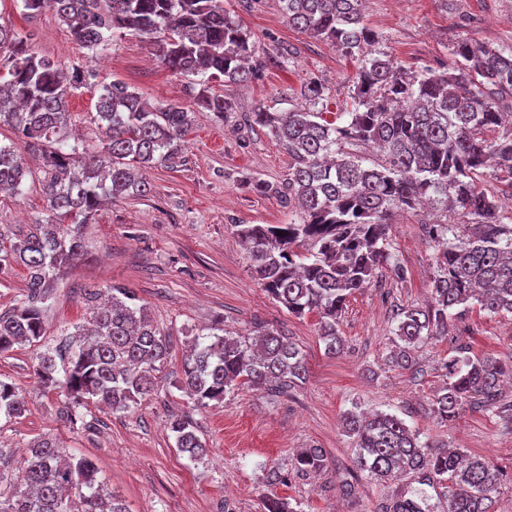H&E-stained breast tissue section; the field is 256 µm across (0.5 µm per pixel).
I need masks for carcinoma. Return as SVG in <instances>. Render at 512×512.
Here are the masks:
<instances>
[{
    "label": "carcinoma",
    "mask_w": 512,
    "mask_h": 512,
    "mask_svg": "<svg viewBox=\"0 0 512 512\" xmlns=\"http://www.w3.org/2000/svg\"><path fill=\"white\" fill-rule=\"evenodd\" d=\"M363 0H280L288 25L327 42L355 59L350 106L332 114L320 104L325 87L307 81L301 96L308 108L252 114L286 150L291 164L283 184L249 181L295 208L289 224H235L258 283L288 313L319 317L321 336L335 353L337 325L348 297L387 269L398 279L407 270L393 260L389 217L429 201L456 210L469 224H428L436 249L431 300L399 313L396 336L403 345L391 354L404 369L423 339L448 335V322L463 318L472 303L491 314L512 313V224L505 223L499 197L481 179L512 180V131L496 140L484 131L502 123L500 108L512 106V46L454 43V61L412 72L374 50L381 34L364 22ZM59 21L73 39L95 52L115 32L126 30L147 42L168 71L191 80L192 103L170 101L151 107L119 81L101 83L96 120L105 142L93 148L70 145L67 98L84 79L35 52L28 41L0 24V124L17 141L0 144V192L19 195L32 175L27 156L42 161L45 216L22 228L0 224V270L26 271V292L0 312V354L44 334L45 302L68 266L88 256L84 224L108 201L148 191L146 171L178 169L186 161V136L193 107L219 116L231 102L212 92L220 79L257 78L267 58L258 56L251 34L224 10V0H53ZM376 144L384 152L369 161L353 151ZM107 301L87 291L90 317L69 347V366L56 377L55 359L36 356V378L64 392L60 418L76 424L78 409L91 403L124 412L149 395L155 373L170 355L169 341L148 308L129 288L109 285ZM512 377V360L464 356L453 361L437 394L433 413L457 419L465 406H488L500 398L502 378ZM307 381L301 351L269 329L252 336L224 335L218 321L195 337L184 358L177 388L198 407L224 400L237 385L271 395ZM25 395L0 380V414L19 416ZM346 432L354 440L357 467L375 480L401 473L448 498V512H491L500 473L487 461L457 449L422 443L393 414L348 411ZM176 448L196 459L206 445L182 417L169 422ZM300 472L325 467L321 448H305L295 459ZM0 512H126L98 480L88 458L66 456L50 438L33 443L22 462L0 448ZM385 512H429L428 496H400Z\"/></svg>",
    "instance_id": "cac0c4a2"
}]
</instances>
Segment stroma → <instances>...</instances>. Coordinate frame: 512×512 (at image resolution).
<instances>
[{
	"label": "stroma",
	"mask_w": 512,
	"mask_h": 512,
	"mask_svg": "<svg viewBox=\"0 0 512 512\" xmlns=\"http://www.w3.org/2000/svg\"><path fill=\"white\" fill-rule=\"evenodd\" d=\"M363 6L366 22L381 35L377 51L410 71L451 63V47L461 38L512 45V0H364ZM224 7L248 29L261 54L285 48L288 56L260 79L215 82L214 91L231 99L234 110L223 117L194 111L185 166L151 170L145 195L102 207L85 226L92 257L69 268L46 302L44 336L0 354V380L19 387L27 401L24 415L0 417V441L20 459L34 438L55 439L64 454L92 460L128 512H265L268 497L290 501L296 512H381L390 498L419 489V480L408 474L380 483L360 472L341 417L350 410L385 411L403 419L421 442L492 462L503 475L493 512H512V417L500 407L472 406L446 422L431 410L446 382L444 366L458 352L512 359V314L472 309L461 327L420 343L412 369L390 361L399 343L398 309L424 305L430 295L435 255L424 227L443 219L442 211L427 207L394 216L391 252L408 277L384 278L348 298L338 325L339 353L326 352L317 315L288 314L254 279L234 224H286L293 213L280 196L249 185L253 179L285 182L289 157L248 117L260 109L285 112L303 105L301 87L312 78L322 82L331 102L345 105L355 64L289 26L279 0H224ZM0 24L31 35L39 55L88 64L91 74L68 109L74 130L90 145L98 143L101 81L124 82L152 105L190 100L187 79L164 69L130 33H115L93 55L55 13L27 18L22 0H0ZM44 207L39 179H27L21 194L0 193V224L34 223ZM112 283L131 288L147 304L169 340L171 357L154 392L138 405L112 414L91 404L81 410L82 423L69 425L58 417L61 392L37 382L33 359L47 353L66 364L72 337L89 315L85 291ZM219 319L234 334L260 326L285 333L305 357L306 383L275 396L243 386L222 402L196 407L174 382L194 335ZM175 416L196 426L207 448L202 460L176 448L168 428ZM310 447L325 452L321 475L294 468L296 453ZM272 468L282 475L273 485L266 481Z\"/></svg>",
	"instance_id": "1"
}]
</instances>
